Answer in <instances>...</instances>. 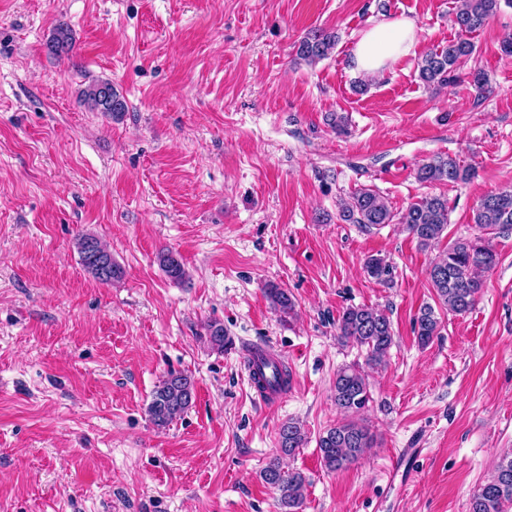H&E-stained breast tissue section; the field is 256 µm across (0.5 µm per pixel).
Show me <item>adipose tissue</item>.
<instances>
[{
  "label": "adipose tissue",
  "mask_w": 512,
  "mask_h": 512,
  "mask_svg": "<svg viewBox=\"0 0 512 512\" xmlns=\"http://www.w3.org/2000/svg\"><path fill=\"white\" fill-rule=\"evenodd\" d=\"M417 31V22L410 17L375 23L356 44L352 60L354 69L371 76L385 75L390 65L414 46Z\"/></svg>",
  "instance_id": "1"
}]
</instances>
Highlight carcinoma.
<instances>
[{
    "mask_svg": "<svg viewBox=\"0 0 512 512\" xmlns=\"http://www.w3.org/2000/svg\"><path fill=\"white\" fill-rule=\"evenodd\" d=\"M512 0H456L452 23L456 29L448 44L438 47L421 58L419 78L427 85L444 86L454 79L455 72L475 51L471 34L480 29L495 14L501 3ZM338 36L334 32L316 30L295 44V61L314 64L335 50ZM48 48L55 55L69 53L73 48L70 27L58 24L49 40ZM85 103L93 109L113 117L127 111L125 99L112 82L95 80L83 91ZM474 167L464 165L451 155H434L416 170V179L424 184H458L472 179ZM448 198L442 195L425 196L400 210L393 211L388 201L369 188L352 194L341 210L340 217L349 224L371 228L382 224H402L422 248L442 241L448 229ZM473 221L479 233L468 238H457L446 244L429 270V280L440 307L454 315H464L475 305L483 288L482 274L492 270L498 256L492 240L512 230V191L503 190L485 196L474 210ZM75 247L81 265L98 282L110 285L122 279V267L112 260V253L97 237L80 234ZM158 262L166 277L181 283L187 278L186 268L177 254L162 251ZM368 275L380 282L391 278V267L377 255L367 257ZM275 307L290 312L294 303L288 291L276 285L266 289ZM441 318L431 306L421 308L414 320L418 342L426 346L439 335ZM339 336L366 349V361L371 366L382 365L393 344L390 319L382 311L368 306L349 307L337 321ZM211 345L219 350L226 344L224 325L217 321L206 324ZM195 382L191 375L170 371L155 386L147 413L157 427H165L182 416L192 405ZM333 400L343 418L318 437L317 447L324 466L330 471L347 468L362 458L375 444V435L357 415L371 401L365 374L357 366H346L337 371L333 382ZM280 452L291 456L304 447L306 434L301 424L289 420L278 432ZM263 481L279 492L282 512H299L303 503L305 477L300 472L284 470L280 458H271L261 471ZM512 506V453L504 454L497 462L494 474L474 492L469 512H508Z\"/></svg>",
    "mask_w": 512,
    "mask_h": 512,
    "instance_id": "carcinoma-1",
    "label": "carcinoma"
}]
</instances>
